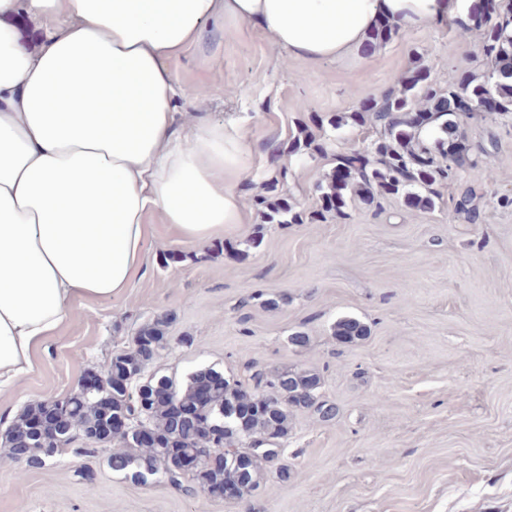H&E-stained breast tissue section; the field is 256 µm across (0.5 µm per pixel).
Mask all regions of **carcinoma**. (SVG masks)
<instances>
[{"label": "carcinoma", "mask_w": 512, "mask_h": 512, "mask_svg": "<svg viewBox=\"0 0 512 512\" xmlns=\"http://www.w3.org/2000/svg\"><path fill=\"white\" fill-rule=\"evenodd\" d=\"M489 2L479 0L470 13L479 21L461 24L462 33L480 36L487 61L481 77L468 73L448 82L443 93L429 81L424 65L417 64L399 80L398 90L379 103L363 102L351 115L353 124L378 125L383 132L368 147L336 154V170L321 189L324 208L305 213L284 199H260L263 214L271 220L286 217L290 222L314 223L328 208L345 214L349 192L366 205L389 193L404 196L415 207H434V199L417 190L429 192L453 180L455 165L470 152L451 150L459 141L455 118L460 115L461 96L478 107L489 97L493 106L486 113L512 115V20L494 18ZM417 112L428 116L427 125H437L448 135L439 142L448 157L446 164L436 163L421 145L423 124L414 121ZM476 197L475 189L466 188L455 208L473 223L479 219L473 208ZM167 327L165 316L142 326L133 346L102 367V380L93 390L80 388L61 400L26 407L6 435L12 453L33 449L24 456L32 468L75 442L77 452L95 453L112 443L108 432L112 421L141 419L149 425L150 443L142 445L134 427H128L123 447L110 457L113 469L136 482L151 480L192 491L212 493L229 485L238 490V500L246 501L259 488L265 466L284 453L294 412L311 411L325 422L335 418V405L320 397V374L310 370H269L252 360L244 367L251 393L214 368L194 372L184 383L166 375H146L156 354L168 345ZM366 333V327L352 317L338 320L334 328L341 344L361 340ZM213 453L220 455L214 464L208 462Z\"/></svg>", "instance_id": "obj_1"}]
</instances>
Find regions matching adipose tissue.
Returning a JSON list of instances; mask_svg holds the SVG:
<instances>
[{
    "label": "adipose tissue",
    "mask_w": 512,
    "mask_h": 512,
    "mask_svg": "<svg viewBox=\"0 0 512 512\" xmlns=\"http://www.w3.org/2000/svg\"><path fill=\"white\" fill-rule=\"evenodd\" d=\"M460 3L0 0V388L32 371L73 299L131 287L156 225L203 242L244 223V139L178 112L169 67L217 20L316 64ZM21 15L37 28L29 50Z\"/></svg>",
    "instance_id": "ef3b65f1"
}]
</instances>
